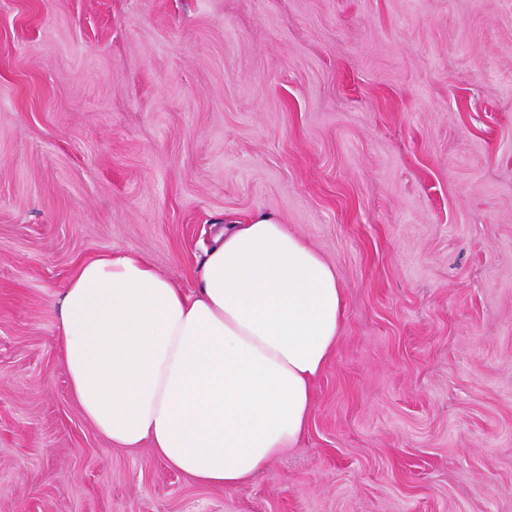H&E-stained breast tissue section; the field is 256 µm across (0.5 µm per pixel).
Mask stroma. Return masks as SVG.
<instances>
[{"mask_svg":"<svg viewBox=\"0 0 512 512\" xmlns=\"http://www.w3.org/2000/svg\"><path fill=\"white\" fill-rule=\"evenodd\" d=\"M346 291L299 443L237 490L112 446L59 294L224 215ZM0 512H512V0H0Z\"/></svg>","mask_w":512,"mask_h":512,"instance_id":"stroma-1","label":"stroma"}]
</instances>
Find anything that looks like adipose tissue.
I'll use <instances>...</instances> for the list:
<instances>
[{
  "label": "adipose tissue",
  "mask_w": 512,
  "mask_h": 512,
  "mask_svg": "<svg viewBox=\"0 0 512 512\" xmlns=\"http://www.w3.org/2000/svg\"><path fill=\"white\" fill-rule=\"evenodd\" d=\"M345 305L335 267L258 212L218 233L190 292L138 254L81 263L56 336L71 394L98 433L233 490L305 434Z\"/></svg>",
  "instance_id": "ef3b65f1"
}]
</instances>
